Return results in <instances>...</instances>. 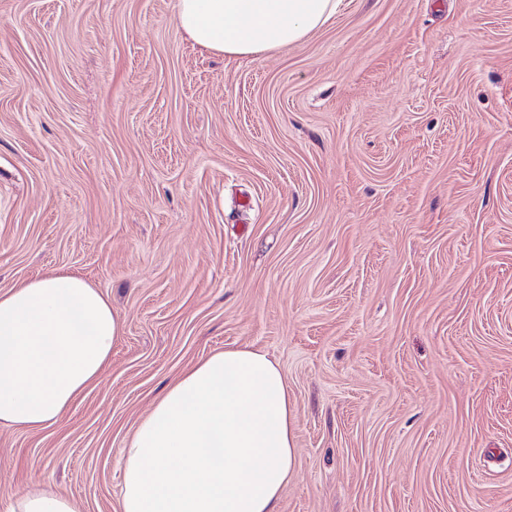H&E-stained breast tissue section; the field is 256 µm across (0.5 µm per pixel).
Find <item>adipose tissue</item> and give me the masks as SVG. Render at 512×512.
<instances>
[{
  "label": "adipose tissue",
  "mask_w": 512,
  "mask_h": 512,
  "mask_svg": "<svg viewBox=\"0 0 512 512\" xmlns=\"http://www.w3.org/2000/svg\"><path fill=\"white\" fill-rule=\"evenodd\" d=\"M341 0H176L196 45L259 57L320 28ZM122 325L75 275L37 276L0 293V426L39 432L96 384ZM120 512H277L296 473L288 381L266 353L227 349L182 372L122 450ZM7 512H77L31 488Z\"/></svg>",
  "instance_id": "ef3b65f1"
}]
</instances>
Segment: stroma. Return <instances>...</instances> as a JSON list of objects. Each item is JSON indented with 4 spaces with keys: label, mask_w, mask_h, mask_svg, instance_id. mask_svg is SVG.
I'll use <instances>...</instances> for the list:
<instances>
[{
    "label": "stroma",
    "mask_w": 512,
    "mask_h": 512,
    "mask_svg": "<svg viewBox=\"0 0 512 512\" xmlns=\"http://www.w3.org/2000/svg\"><path fill=\"white\" fill-rule=\"evenodd\" d=\"M175 0H0V293L80 276L123 332L0 512H118L121 450L214 352L277 362L278 512H512V0H343L264 57ZM8 512H77L76 504L65 497L43 489L31 488L16 495L9 503Z\"/></svg>",
    "instance_id": "1"
}]
</instances>
